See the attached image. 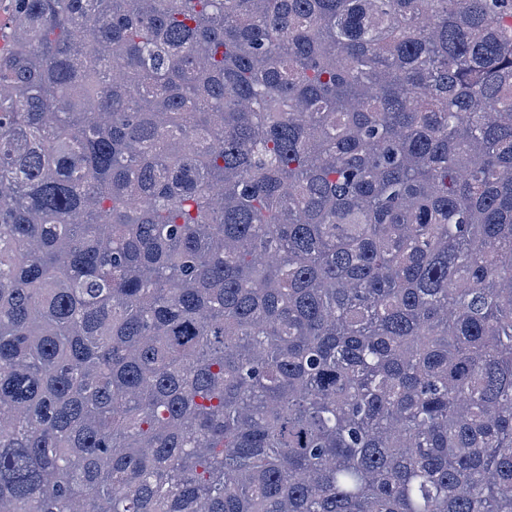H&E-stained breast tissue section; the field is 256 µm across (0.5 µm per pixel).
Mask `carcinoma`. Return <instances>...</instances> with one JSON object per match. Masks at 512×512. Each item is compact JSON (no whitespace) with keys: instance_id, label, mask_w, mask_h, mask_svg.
I'll use <instances>...</instances> for the list:
<instances>
[{"instance_id":"cac0c4a2","label":"carcinoma","mask_w":512,"mask_h":512,"mask_svg":"<svg viewBox=\"0 0 512 512\" xmlns=\"http://www.w3.org/2000/svg\"><path fill=\"white\" fill-rule=\"evenodd\" d=\"M0 512H512V0H12Z\"/></svg>"}]
</instances>
